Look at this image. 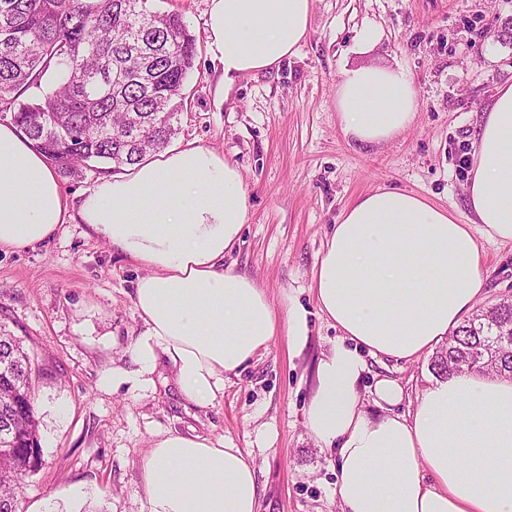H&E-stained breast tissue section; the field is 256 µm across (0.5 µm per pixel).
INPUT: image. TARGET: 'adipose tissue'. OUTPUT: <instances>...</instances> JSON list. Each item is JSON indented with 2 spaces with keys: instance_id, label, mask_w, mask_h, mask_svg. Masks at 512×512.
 Here are the masks:
<instances>
[{
  "instance_id": "adipose-tissue-1",
  "label": "adipose tissue",
  "mask_w": 512,
  "mask_h": 512,
  "mask_svg": "<svg viewBox=\"0 0 512 512\" xmlns=\"http://www.w3.org/2000/svg\"><path fill=\"white\" fill-rule=\"evenodd\" d=\"M313 0H208L207 40L223 79L279 67L311 27ZM336 108L345 138L378 145L418 115L411 79L390 66L344 69ZM472 223L423 196L377 189L348 205L313 271L311 289L341 338L319 358L305 411L310 435L334 450L341 512H512V380L473 371L437 378L413 414L393 413L398 381H376L373 410L358 386L368 359L413 361L446 342L482 295L478 237L512 242V83L478 124L464 186ZM239 169L209 147L165 149L79 200L45 155L0 123V250L45 241L63 225L143 268L132 303L143 330L131 390L169 365L189 405L205 409L279 331L301 343L306 313L274 304L225 265L250 217ZM148 512H259L256 471L232 442L168 434L144 463Z\"/></svg>"
}]
</instances>
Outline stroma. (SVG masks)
<instances>
[{
    "label": "stroma",
    "mask_w": 512,
    "mask_h": 512,
    "mask_svg": "<svg viewBox=\"0 0 512 512\" xmlns=\"http://www.w3.org/2000/svg\"><path fill=\"white\" fill-rule=\"evenodd\" d=\"M175 12L197 38L186 102L172 145L195 142L237 166L252 214L225 263L272 301L293 297L308 312V336L269 349L224 380V395L201 410L173 381L135 396L113 389L112 370L132 368L128 347L142 323L131 294L140 271L67 224L27 248L0 252V328L37 354L35 409L42 463L25 478L18 512H147L142 469L151 444L177 433L228 440L252 457L260 512H340L336 461L305 425L316 365L340 333L310 289L315 263L341 212L380 187L455 209L469 223L461 166L476 142L478 114L512 82V0H313L312 27L278 69L220 82L209 54L207 0H150ZM367 26L378 42L358 50ZM402 69L417 92L418 118L392 141L358 146L336 115L344 65ZM485 279L479 307L512 297V243L479 239ZM404 388L413 411L431 378L430 355L370 362L359 387L369 400L377 376Z\"/></svg>",
    "instance_id": "obj_1"
}]
</instances>
